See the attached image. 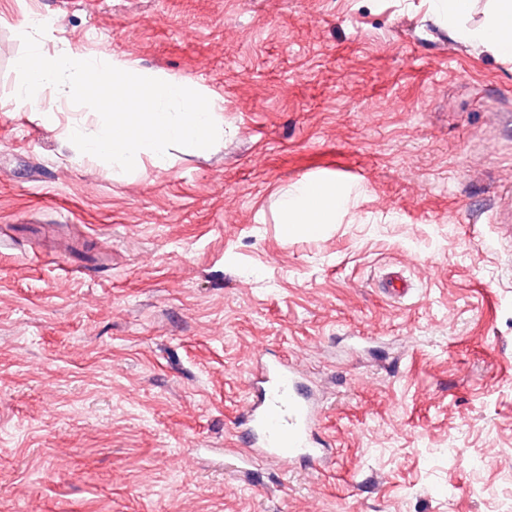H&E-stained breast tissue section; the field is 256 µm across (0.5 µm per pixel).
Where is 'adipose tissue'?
<instances>
[{
	"label": "adipose tissue",
	"instance_id": "1",
	"mask_svg": "<svg viewBox=\"0 0 512 512\" xmlns=\"http://www.w3.org/2000/svg\"><path fill=\"white\" fill-rule=\"evenodd\" d=\"M471 0H429L432 16L447 23L460 40L479 45L498 59L512 61V0H490L482 23L469 24ZM348 199L331 182L304 180L280 197L283 228L310 231L335 223Z\"/></svg>",
	"mask_w": 512,
	"mask_h": 512
}]
</instances>
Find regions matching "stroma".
Segmentation results:
<instances>
[{"label": "stroma", "instance_id": "obj_1", "mask_svg": "<svg viewBox=\"0 0 512 512\" xmlns=\"http://www.w3.org/2000/svg\"><path fill=\"white\" fill-rule=\"evenodd\" d=\"M33 13L208 90L223 138L80 160L78 105L14 102ZM305 179L353 191L283 235ZM509 193L512 62L427 0H0V512H512ZM262 348L322 402L320 467L227 454Z\"/></svg>", "mask_w": 512, "mask_h": 512}]
</instances>
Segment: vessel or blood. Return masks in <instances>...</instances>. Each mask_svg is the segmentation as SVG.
Here are the masks:
<instances>
[{
  "label": "vessel or blood",
  "instance_id": "b4317fda",
  "mask_svg": "<svg viewBox=\"0 0 512 512\" xmlns=\"http://www.w3.org/2000/svg\"><path fill=\"white\" fill-rule=\"evenodd\" d=\"M255 400L244 417L243 465L273 458L318 466L327 458L315 437L319 410L299 369L285 359L261 361L250 379Z\"/></svg>",
  "mask_w": 512,
  "mask_h": 512
}]
</instances>
